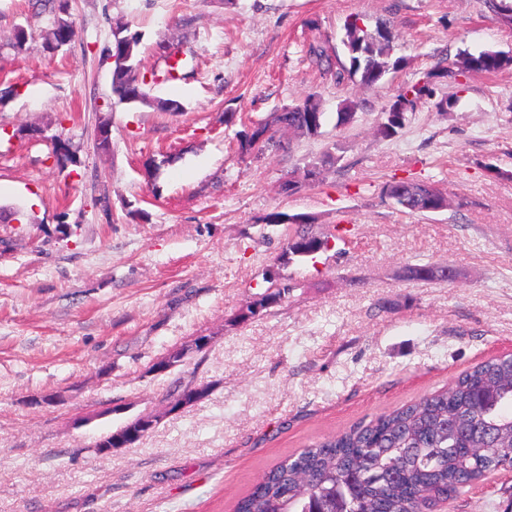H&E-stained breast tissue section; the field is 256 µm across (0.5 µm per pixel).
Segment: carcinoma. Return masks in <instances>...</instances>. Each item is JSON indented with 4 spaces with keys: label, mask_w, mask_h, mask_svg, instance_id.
I'll return each instance as SVG.
<instances>
[{
    "label": "carcinoma",
    "mask_w": 512,
    "mask_h": 512,
    "mask_svg": "<svg viewBox=\"0 0 512 512\" xmlns=\"http://www.w3.org/2000/svg\"><path fill=\"white\" fill-rule=\"evenodd\" d=\"M495 16L512 23V0H486ZM46 47L57 49L71 42L73 29L62 25L68 0H57ZM342 39L348 62L332 60L321 42L309 45L308 54L320 69L335 71L344 79L374 90L386 76L404 63L392 57L387 28L370 31L356 19H348ZM141 33L131 26L112 23L109 55L125 59L112 70V94L118 101L140 103L164 112H179L172 99L149 98L145 76L140 73ZM512 67V54L494 50L465 52L456 68L436 72L454 82L470 73H495ZM433 101L436 111L446 113L455 100L435 99L427 85H406L382 108L377 133L396 136L406 125L408 114L424 100ZM356 104L343 103L336 112V126L345 127L356 118ZM325 122L316 95L291 104L274 114L270 122H259L240 134L241 152L285 151L288 144L277 137L281 124L318 136ZM381 193L400 212L423 215L430 212L445 193L434 182L413 177L392 178ZM326 239L306 224L290 239L283 261L304 258L303 252L321 247ZM268 288L257 301L278 306L290 298L297 286L274 269ZM512 453V354L503 353L478 361L462 371L444 390L378 416L359 422L349 430L329 435L274 464L234 505V512H433L441 503L458 496L465 488L484 482L500 471L504 457Z\"/></svg>",
    "instance_id": "obj_1"
}]
</instances>
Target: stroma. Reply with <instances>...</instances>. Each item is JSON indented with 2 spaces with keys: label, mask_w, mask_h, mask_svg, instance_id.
Listing matches in <instances>:
<instances>
[{
  "label": "stroma",
  "mask_w": 512,
  "mask_h": 512,
  "mask_svg": "<svg viewBox=\"0 0 512 512\" xmlns=\"http://www.w3.org/2000/svg\"><path fill=\"white\" fill-rule=\"evenodd\" d=\"M352 14L388 25L406 59L374 91L306 55L341 50ZM69 19L54 52L50 7L0 0V512H233L285 455L512 351V68L436 80L451 112L425 102L395 137L376 133L402 86L464 52L512 53L485 0H70ZM117 20L143 36L150 96L182 112L113 96ZM311 93L321 135L241 152L238 132ZM345 100L359 108L340 128ZM58 140L71 161L52 159ZM331 150L316 182L282 193ZM408 176L438 182L448 209L395 210L381 187ZM273 210L314 216L332 247L279 264L297 227L261 223ZM427 262L454 281L411 279ZM272 267L301 290L234 323ZM206 383L207 399L166 413L169 391ZM149 412L162 420L142 444L94 455ZM446 510L512 512V472Z\"/></svg>",
  "instance_id": "stroma-1"
}]
</instances>
